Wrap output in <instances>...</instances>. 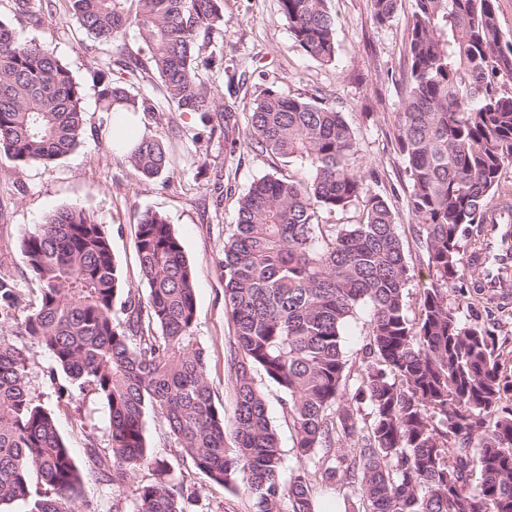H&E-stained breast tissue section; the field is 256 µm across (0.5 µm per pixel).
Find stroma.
<instances>
[{
	"mask_svg": "<svg viewBox=\"0 0 512 512\" xmlns=\"http://www.w3.org/2000/svg\"><path fill=\"white\" fill-rule=\"evenodd\" d=\"M44 18L33 24L15 15L12 0H0V20L9 23L21 42L34 41L60 57L79 84L85 111L81 144L50 166L18 167L0 154V270L8 271L20 290V314L33 306L37 285L20 255L25 233L46 215L66 207L95 212L111 238L112 253L128 288L147 296L135 248L138 221L145 211L165 215L193 265L196 286V336L205 349L207 376L216 405L224 411L226 436H233L235 397L225 354L233 326L224 309V280L219 262L222 246L234 227L236 201L254 180L274 175L303 179L304 169L258 152L248 138L247 117L253 102L268 86L291 97L316 100L341 112L353 129L355 157L372 190L385 197L400 226L412 277L407 285L409 317L419 315L420 290L428 280L427 258L420 226L406 207L408 178L393 138L405 74V43L412 0L392 21L379 27L370 18L369 0H330L336 17V62L319 64L294 43L279 11L278 0H224V23L213 36L223 45L226 71L213 77L217 102L234 100L238 128L234 142L224 138V114L181 112L168 104L150 54L135 32L102 43L68 11L67 0H42ZM129 55L144 64L127 77L131 93L150 98L155 109L140 115L142 135H156L169 148L168 172L155 179L142 177L108 144L105 129L110 116L103 109L91 72L97 61ZM29 386L56 418V427L78 459H85L88 434L108 439L109 413L94 394L79 391L56 370L48 354L30 353ZM255 380L264 391L270 419L283 449L285 469L297 465L294 430L284 415L282 394L263 372ZM153 457L163 460L172 482L194 489L186 512H253L243 488H226L209 481L172 446L163 419L144 417Z\"/></svg>",
	"mask_w": 512,
	"mask_h": 512,
	"instance_id": "1",
	"label": "stroma"
}]
</instances>
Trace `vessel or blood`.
<instances>
[{"instance_id":"vessel-or-blood-1","label":"vessel or blood","mask_w":512,"mask_h":512,"mask_svg":"<svg viewBox=\"0 0 512 512\" xmlns=\"http://www.w3.org/2000/svg\"><path fill=\"white\" fill-rule=\"evenodd\" d=\"M479 231L482 246L469 258L476 292L505 303L512 301V200L498 203Z\"/></svg>"}]
</instances>
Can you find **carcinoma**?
I'll list each match as a JSON object with an SVG mask.
<instances>
[{"mask_svg":"<svg viewBox=\"0 0 512 512\" xmlns=\"http://www.w3.org/2000/svg\"><path fill=\"white\" fill-rule=\"evenodd\" d=\"M12 2L15 14L41 23V0ZM398 2L370 0L373 24L389 23ZM68 3L102 42L134 30L178 110L217 109L211 77L224 69V49L207 50L206 39L223 21L224 0ZM280 11L306 56L335 61L336 17L327 0H280ZM406 57L393 136L432 275L419 316L407 314L410 269L399 225L352 162L353 130L326 104L271 86L251 109L252 147L300 165L308 178L255 180L224 239L233 449L195 336L193 271L167 217L147 211L138 224L143 299L125 287L106 226L89 210L62 208L21 240L38 284L36 307L24 317L15 316L13 280L0 273V509L101 512L84 499L85 472L119 493L151 466L154 480L137 485L134 512H185L195 492L166 481L164 462L151 455L144 427L151 409L181 456L216 484H243L255 512H313L308 465L317 459L321 481L350 488L362 512H512L506 342L479 322L475 302L463 319L449 299L451 290L465 294L460 242L484 223L512 164V39L499 25L496 0H414ZM114 63L131 75L139 69L137 58ZM114 63L94 71L105 111H154L108 75ZM84 124L67 65L20 42L0 20V153L20 167L48 166L80 145ZM124 159L146 178L170 165L156 136L141 137ZM357 204L356 224L319 221ZM363 306L371 312L367 363L353 374L342 336ZM34 348L108 407V443L88 436L83 463L29 388ZM257 370L282 392L293 423L298 466L286 482Z\"/></svg>","mask_w":512,"mask_h":512,"instance_id":"1","label":"carcinoma"}]
</instances>
